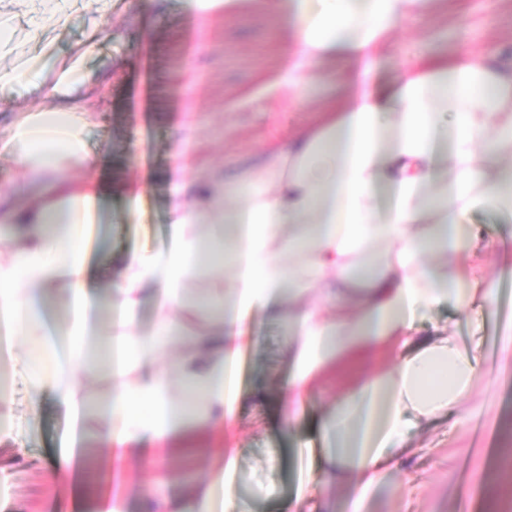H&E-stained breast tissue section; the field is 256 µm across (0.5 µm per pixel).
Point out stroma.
Returning a JSON list of instances; mask_svg holds the SVG:
<instances>
[{
  "mask_svg": "<svg viewBox=\"0 0 512 512\" xmlns=\"http://www.w3.org/2000/svg\"><path fill=\"white\" fill-rule=\"evenodd\" d=\"M92 31L99 45L86 68L96 83L84 100L93 114L88 147L100 161L88 176L104 194L99 234L90 240L89 273L101 293L102 274L114 255L167 244L176 153H183L202 184L223 186L285 135L317 128L329 93L313 87L303 109L294 107L284 81L288 25L260 0H231L202 29L182 0H113L108 20L95 0H83L67 26L47 30L45 39L62 60ZM466 43L497 45L501 61L511 65L512 0H427L424 16L404 19L390 45L375 55L372 82L387 86L408 59L426 49L453 60ZM54 104L44 89L2 88L0 127ZM141 170L152 180L139 199L116 192V185ZM469 221L483 235L477 273L497 288V302L474 308L468 317L443 304L420 323L424 334L448 327L499 373L492 390L476 388L465 401L466 439L445 421L423 425L403 465L361 500L343 484L308 487L307 451L324 445L320 424L340 381H321L306 401L302 425L288 430L280 408L290 377L283 350L288 322L266 321L240 368L241 398L228 441L237 450L235 482L249 512H512V481L499 472L503 449L512 448V362L500 363L504 345L512 343V222L490 210L474 212ZM13 398L8 436L0 440V512H97L103 501L117 498L126 512H143L137 490L184 495L224 464L217 439L190 419L162 470L89 441L70 482L55 486L44 474L69 445L64 422L48 399L39 414H31L20 368Z\"/></svg>",
  "mask_w": 512,
  "mask_h": 512,
  "instance_id": "1",
  "label": "stroma"
}]
</instances>
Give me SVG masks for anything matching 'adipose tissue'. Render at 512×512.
<instances>
[{
  "instance_id": "adipose-tissue-1",
  "label": "adipose tissue",
  "mask_w": 512,
  "mask_h": 512,
  "mask_svg": "<svg viewBox=\"0 0 512 512\" xmlns=\"http://www.w3.org/2000/svg\"><path fill=\"white\" fill-rule=\"evenodd\" d=\"M26 37L40 43L48 27L64 28L78 0H22ZM293 33L288 82L301 86L316 64L359 65L352 87L314 131L268 151L257 167L201 194L194 172L176 165L167 246L120 255L108 274L109 319L99 347L89 343L91 293L87 243L101 196L82 172L96 163L88 148L91 115L79 99L90 80L88 37L61 63L49 88L56 107L25 113L0 131V157L26 172L0 184V339L27 337L32 412L52 397L69 427L68 477L87 436L83 413L100 420L103 448L163 459L162 444L183 428L188 407L212 431L231 434L245 331L287 315L291 379L283 399L289 428L335 364L358 374L336 394L322 431L329 446L308 468L312 484H350L367 493L398 466L423 423L464 427L461 401L481 378L480 358L447 328L421 336L417 323L448 302L467 310L496 291L464 287L449 254L479 244L468 216L492 209L512 218V68L490 53L467 51L450 62L407 63L387 91L371 82L370 61L397 24L422 13L426 0H264ZM34 191L22 211L15 195ZM225 240L223 256H207L204 226ZM220 281L217 322L194 325L198 306L188 288ZM55 294L70 318L63 346L45 337L41 302ZM152 301L158 329L141 331L139 312ZM186 340L174 362L166 343ZM112 377L110 395L84 400L75 376L99 366ZM180 379L188 399L173 393ZM235 451L192 497L156 500L148 512H245L234 488Z\"/></svg>"
}]
</instances>
